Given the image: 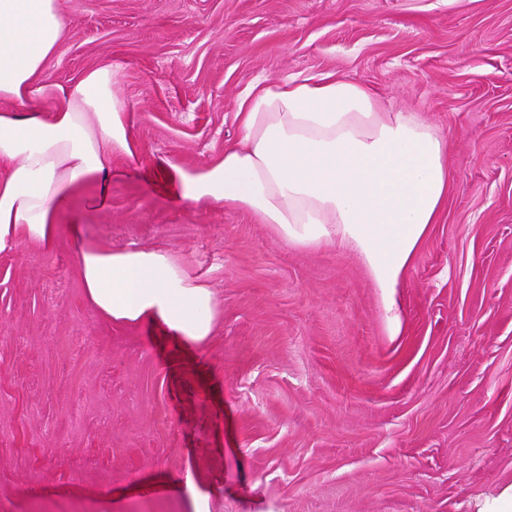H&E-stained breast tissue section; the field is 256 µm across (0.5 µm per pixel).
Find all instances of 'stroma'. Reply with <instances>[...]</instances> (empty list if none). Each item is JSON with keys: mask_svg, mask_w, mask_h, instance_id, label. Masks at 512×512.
Returning a JSON list of instances; mask_svg holds the SVG:
<instances>
[{"mask_svg": "<svg viewBox=\"0 0 512 512\" xmlns=\"http://www.w3.org/2000/svg\"><path fill=\"white\" fill-rule=\"evenodd\" d=\"M61 84L108 64L137 173L83 226L217 295L182 347L87 302L52 250L0 255V512H498L512 498V0H62ZM335 72L448 140V200L398 297L348 250L165 190L264 78ZM206 494L196 505L192 493Z\"/></svg>", "mask_w": 512, "mask_h": 512, "instance_id": "obj_1", "label": "stroma"}]
</instances>
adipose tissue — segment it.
Wrapping results in <instances>:
<instances>
[{"mask_svg":"<svg viewBox=\"0 0 512 512\" xmlns=\"http://www.w3.org/2000/svg\"><path fill=\"white\" fill-rule=\"evenodd\" d=\"M67 33L59 0H0V254L23 241L52 249L60 214L84 221L76 189L93 185L95 206H106L122 175L113 157L137 153L111 67L67 85L48 78ZM236 118L221 158L175 168L174 197L249 211L299 248L352 250L399 335L398 290L448 197L447 139L421 113L382 111L367 86L333 73L258 82ZM76 260L103 318L162 327L183 345L215 334L213 291L167 253L80 239Z\"/></svg>","mask_w":512,"mask_h":512,"instance_id":"adipose-tissue-1","label":"adipose tissue"}]
</instances>
